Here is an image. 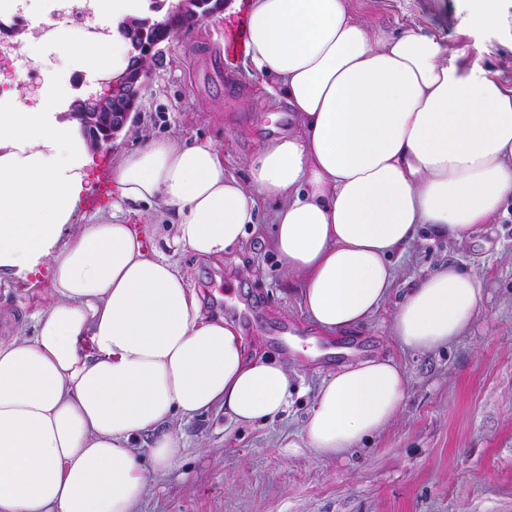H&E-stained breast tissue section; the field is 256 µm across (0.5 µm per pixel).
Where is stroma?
I'll list each match as a JSON object with an SVG mask.
<instances>
[{
    "instance_id": "1",
    "label": "stroma",
    "mask_w": 512,
    "mask_h": 512,
    "mask_svg": "<svg viewBox=\"0 0 512 512\" xmlns=\"http://www.w3.org/2000/svg\"><path fill=\"white\" fill-rule=\"evenodd\" d=\"M371 28L436 36L512 88V0H347ZM497 22L479 26L476 9ZM244 0H224L207 19L161 43L138 101V119L110 149L90 153L73 221L85 223L117 202L113 171L146 138L212 140L224 170L247 178V162L292 128L286 104H272L246 53L231 61L235 80L204 85L197 68L224 56L227 38L246 40ZM38 67L41 96L33 111L64 117L65 100L46 104L73 61L52 49ZM274 205L262 203L258 226L224 258L190 251L174 256L202 310L236 322L249 349L291 369L288 406L274 421L240 425L214 409L175 421L183 446L173 466L153 477L139 512H512V204L463 243L429 230L396 256L390 297L352 341L364 357L393 358L406 376V398L394 418L361 448L319 458L301 445V429L323 378L346 364L334 338L309 319L296 283L272 248ZM474 272L483 308L469 331L431 351L401 348L389 333L396 304L412 282L447 264ZM48 266L0 276V307L34 311L51 301Z\"/></svg>"
}]
</instances>
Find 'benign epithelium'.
<instances>
[{"label":"benign epithelium","instance_id":"7a95c632","mask_svg":"<svg viewBox=\"0 0 512 512\" xmlns=\"http://www.w3.org/2000/svg\"><path fill=\"white\" fill-rule=\"evenodd\" d=\"M167 8L160 20L149 18L139 23V28L131 29L135 18L129 17L120 22L118 29L129 42L128 60L125 67L117 72L104 75L96 80L98 88L76 97L69 105L68 116L77 121L86 136L87 144L100 150L112 144L113 139L131 121L141 92L148 78L145 61L163 39L146 41L147 28L181 29L200 17H205L222 7L217 3L209 6V0H152L151 10Z\"/></svg>","mask_w":512,"mask_h":512}]
</instances>
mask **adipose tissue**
<instances>
[{
	"mask_svg": "<svg viewBox=\"0 0 512 512\" xmlns=\"http://www.w3.org/2000/svg\"><path fill=\"white\" fill-rule=\"evenodd\" d=\"M65 43L104 72L126 40ZM247 55L295 128L224 171L212 141H146L117 163L120 202L142 203L172 244L219 258L275 203L272 244L311 320L345 334L392 292V261L421 228L465 241L512 200V89L434 36L370 31L346 0H249ZM88 146L74 125L0 108V272L49 263L52 302L33 334L0 338V512H137L153 475L174 463L175 420L215 408L231 421L275 420L290 373L252 358L240 330L202 311L177 263L146 249L116 211L64 235ZM482 309L475 274L450 264L402 295L390 334L432 350L466 334ZM405 376L390 358L350 362L323 379L301 438L342 456L399 412ZM150 436L148 454L137 445Z\"/></svg>",
	"mask_w": 512,
	"mask_h": 512,
	"instance_id": "1",
	"label": "adipose tissue"
}]
</instances>
